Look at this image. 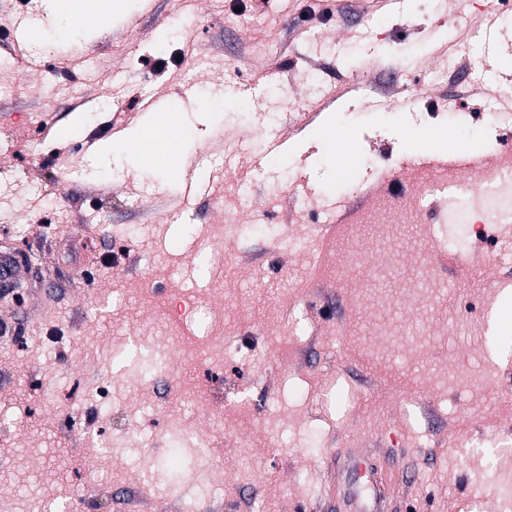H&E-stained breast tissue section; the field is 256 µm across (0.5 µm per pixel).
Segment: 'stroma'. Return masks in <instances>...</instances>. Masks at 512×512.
I'll list each match as a JSON object with an SVG mask.
<instances>
[{
	"label": "stroma",
	"instance_id": "35a3bbf8",
	"mask_svg": "<svg viewBox=\"0 0 512 512\" xmlns=\"http://www.w3.org/2000/svg\"><path fill=\"white\" fill-rule=\"evenodd\" d=\"M303 0H127L132 31L108 50L98 36L53 30L57 47H0V251L29 263L23 288L0 297V512H327L318 474L333 448H360L396 481L408 512H512V251L506 225L469 236L473 215L511 210L512 196L431 216L437 197L406 188L357 246L376 281L351 268L344 285L317 277L305 243L336 198L363 199L371 174L412 150L411 128L453 127L470 146L512 159V112L487 115L489 72L512 61V9L500 10L498 54L484 58L488 0H407L403 14L336 0L335 23L304 17ZM466 11L460 31L449 17ZM194 14L187 39L181 18ZM92 50L91 80L64 74ZM469 59L465 106L435 82L448 55ZM50 59L53 77L30 76ZM205 68L180 129L189 155L221 166V143L261 153L336 90L392 85V109L338 98L329 116L352 139L343 152L319 126L252 167L212 178L194 214H174L173 172L129 175L130 155L97 161L80 149L97 130L140 122L144 99L164 101ZM417 85L425 99L408 100ZM38 154L27 150L29 138ZM203 168V176L211 169ZM400 230L394 250L380 241ZM450 245L459 267L414 288L413 258ZM241 362L223 363L225 335ZM167 350L171 390L145 384L122 354ZM356 398L338 407L339 388ZM110 447H99L98 432ZM191 459V493L160 469Z\"/></svg>",
	"mask_w": 512,
	"mask_h": 512
}]
</instances>
